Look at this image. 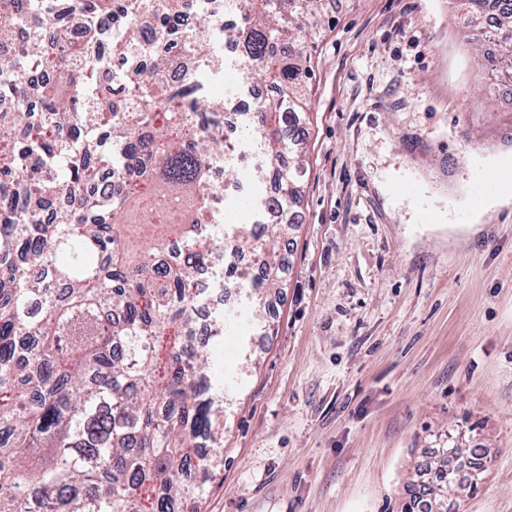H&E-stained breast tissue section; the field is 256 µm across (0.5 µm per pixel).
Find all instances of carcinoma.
Instances as JSON below:
<instances>
[{
    "mask_svg": "<svg viewBox=\"0 0 512 512\" xmlns=\"http://www.w3.org/2000/svg\"><path fill=\"white\" fill-rule=\"evenodd\" d=\"M155 0H81L85 35L103 16L129 17ZM240 24L226 36L243 48L244 68L263 72L276 90L252 113L249 134L280 181L262 210L286 213L303 177L298 150L309 72L304 44L322 24V0H241ZM191 0H168L156 13L155 44L130 24L94 53L95 42L67 40L70 0H0V97L23 93L38 116L17 112L0 125V195L17 209L0 212V512H199L210 471L224 460V388L211 382L210 358L196 342L195 301L187 267L163 262L177 242L190 259L222 261L197 235L209 223L205 161L224 143L212 104L196 96V74L174 87L163 81L176 50L206 47L207 16L181 28ZM473 19L496 16L498 56L491 72H512V8L503 0H461ZM56 14L55 45L44 46L39 19ZM19 27L30 30L14 41ZM153 54L155 71L135 68ZM95 59L90 72L30 87L33 69L67 72ZM98 68L111 83H98ZM137 85V101L121 97ZM27 125L19 138L15 126ZM71 124L69 140L56 126ZM294 156L285 169L274 161ZM117 188L96 191L103 172ZM79 199L43 221L58 194ZM154 230L134 253L125 226ZM233 226L237 249L259 261L252 303L280 286V236ZM401 512H448L410 500Z\"/></svg>",
    "mask_w": 512,
    "mask_h": 512,
    "instance_id": "cac0c4a2",
    "label": "carcinoma"
}]
</instances>
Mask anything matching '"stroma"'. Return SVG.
I'll use <instances>...</instances> for the list:
<instances>
[{
	"instance_id": "1",
	"label": "stroma",
	"mask_w": 512,
	"mask_h": 512,
	"mask_svg": "<svg viewBox=\"0 0 512 512\" xmlns=\"http://www.w3.org/2000/svg\"><path fill=\"white\" fill-rule=\"evenodd\" d=\"M308 46L299 203L279 218L283 278L209 345L224 466L202 512H392L416 462L486 451L456 512H512V207L449 246L473 156L512 157V89L485 87L481 31L448 0H325ZM240 60L204 98H249ZM271 178L224 204L253 224Z\"/></svg>"
}]
</instances>
